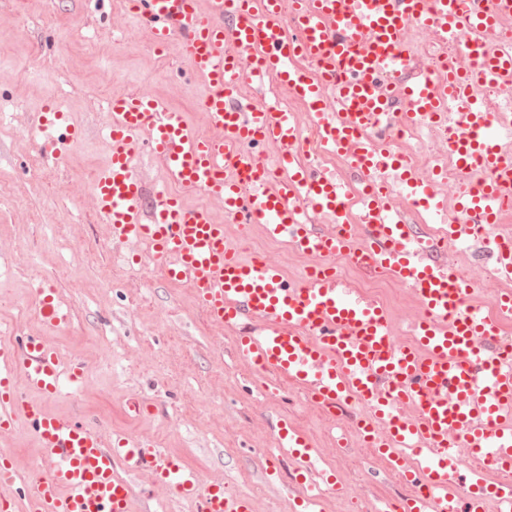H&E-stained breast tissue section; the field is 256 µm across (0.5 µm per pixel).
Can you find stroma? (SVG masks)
Segmentation results:
<instances>
[{"instance_id":"stroma-1","label":"stroma","mask_w":512,"mask_h":512,"mask_svg":"<svg viewBox=\"0 0 512 512\" xmlns=\"http://www.w3.org/2000/svg\"><path fill=\"white\" fill-rule=\"evenodd\" d=\"M144 87L192 130L206 131L203 82L178 45L154 53L129 0H0V336H43L61 366L84 364L79 391L47 400L52 413L164 448L204 481L251 497L259 512H294L304 493L277 446L283 419L315 450L314 488L364 481L363 501L326 496L323 512L385 507L403 485L376 449L343 453L352 434L301 395L264 390L265 373L237 358L234 332L208 321L192 288L169 282L148 252L113 242L89 192L108 154L105 102ZM50 103L83 131L60 152L29 135ZM131 251L132 265L124 260ZM41 288L66 307L65 327L50 331L38 318ZM141 399L151 409L131 411ZM41 453L26 419L0 432V460L14 461L21 481H31ZM132 488L150 512H195L150 471L134 476Z\"/></svg>"}]
</instances>
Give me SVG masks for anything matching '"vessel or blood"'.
<instances>
[{
  "mask_svg": "<svg viewBox=\"0 0 512 512\" xmlns=\"http://www.w3.org/2000/svg\"><path fill=\"white\" fill-rule=\"evenodd\" d=\"M135 7L153 50L178 43L204 81L209 130L192 131L149 94L108 100L109 153L92 193L113 239L144 247L169 281L193 288L212 323L236 330L243 362L311 393L326 412L344 395L367 400L388 430L382 454L406 483L421 488L398 512H480L476 491L483 487L512 512V483L485 486L480 472L459 468L453 454L462 446L489 466L512 470V363L499 360L491 346L501 316H512V293L501 297L497 318L470 305V282L422 259L411 225L372 192L362 207L371 241L367 263L395 270L424 309L411 344L398 347L379 302L354 295L323 266L295 282L278 262L241 258L213 213L183 196L190 190L216 200L226 217L261 225L269 239L303 253L323 257L347 247L343 186L304 162L295 113L267 103L245 111L239 104L245 78L271 75L308 106L325 150L352 157L366 174H395L409 197L446 210L429 179L410 175L366 132L382 128L387 102L396 96L418 117L444 116L449 99L470 96L471 60L480 63L481 81L511 87L512 50L487 51L483 35L499 16L512 14V0H492L479 12L469 10L468 0H135ZM414 21L445 38L466 36L467 62L445 79L421 75L405 86L379 87L380 73L405 63ZM335 103L341 113L332 112ZM465 125V133L449 137L448 150L460 167L479 165L487 179L462 209L490 223L501 195L512 191V159L499 149L491 113L469 106ZM35 132L52 134L57 145L80 137L67 113L53 106L40 113ZM259 141L279 150L278 187H270L248 150ZM147 152L165 163L176 192L147 196L137 170ZM309 211L330 217L334 230L311 232ZM39 297L46 327L65 326L68 314L54 291L40 290ZM83 374L78 364L62 373L55 347L43 337L21 345L0 337V404L7 407L0 431L22 414L44 450L26 487L15 465L0 464V488L16 489L27 512H136L127 476L147 468L168 492L197 501V512H255L251 498L203 482L195 469L132 435H105L86 421L49 413L45 400L64 383L78 385ZM19 377L39 400L18 395ZM406 403L415 405L414 417L400 413ZM277 442L296 458L310 456L309 443L290 425L280 427Z\"/></svg>",
  "mask_w": 512,
  "mask_h": 512,
  "instance_id": "b4317fda",
  "label": "vessel or blood"
}]
</instances>
